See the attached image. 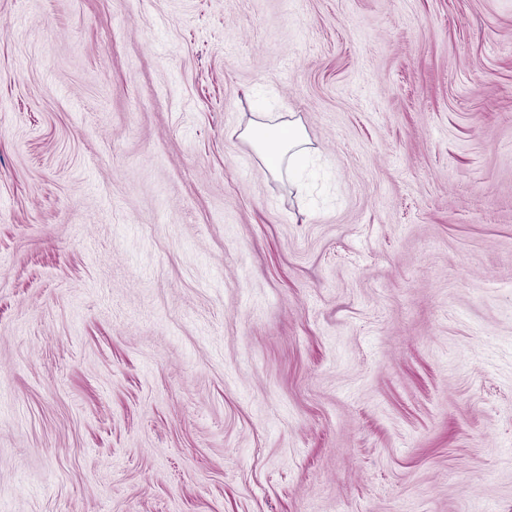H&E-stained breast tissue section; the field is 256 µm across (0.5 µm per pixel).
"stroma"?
I'll use <instances>...</instances> for the list:
<instances>
[{
  "label": "stroma",
  "mask_w": 512,
  "mask_h": 512,
  "mask_svg": "<svg viewBox=\"0 0 512 512\" xmlns=\"http://www.w3.org/2000/svg\"><path fill=\"white\" fill-rule=\"evenodd\" d=\"M0 512H512V0H0ZM257 133H262L258 136ZM249 134L259 137L263 152L281 160L291 150L305 144L304 136L297 125L288 124V133H283L279 124L258 122L251 126Z\"/></svg>",
  "instance_id": "35a3bbf8"
}]
</instances>
